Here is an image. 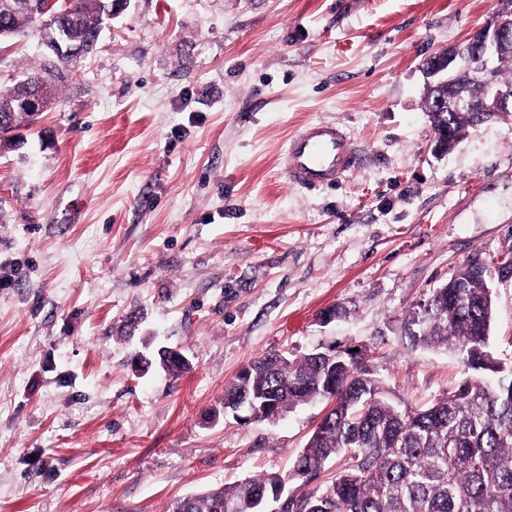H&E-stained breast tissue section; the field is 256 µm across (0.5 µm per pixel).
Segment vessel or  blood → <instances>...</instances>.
Instances as JSON below:
<instances>
[{
  "label": "vessel or blood",
  "mask_w": 512,
  "mask_h": 512,
  "mask_svg": "<svg viewBox=\"0 0 512 512\" xmlns=\"http://www.w3.org/2000/svg\"><path fill=\"white\" fill-rule=\"evenodd\" d=\"M360 163L345 130L336 123L315 121L289 137L279 158L281 173L301 189L337 185Z\"/></svg>",
  "instance_id": "1"
}]
</instances>
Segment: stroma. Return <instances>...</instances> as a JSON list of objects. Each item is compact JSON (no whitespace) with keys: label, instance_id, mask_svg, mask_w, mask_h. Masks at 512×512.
<instances>
[{"label":"stroma","instance_id":"35a3bbf8","mask_svg":"<svg viewBox=\"0 0 512 512\" xmlns=\"http://www.w3.org/2000/svg\"><path fill=\"white\" fill-rule=\"evenodd\" d=\"M492 7L129 0L75 64L39 22L0 43V90L46 65L57 88L0 145V512H167L288 471L326 403L224 416L225 387L267 352L355 348L395 397L431 404L464 367L407 347L402 325L470 261L512 364V115L434 156L420 71ZM318 120L362 163L307 191L277 158ZM146 337L188 369L136 373Z\"/></svg>","mask_w":512,"mask_h":512}]
</instances>
